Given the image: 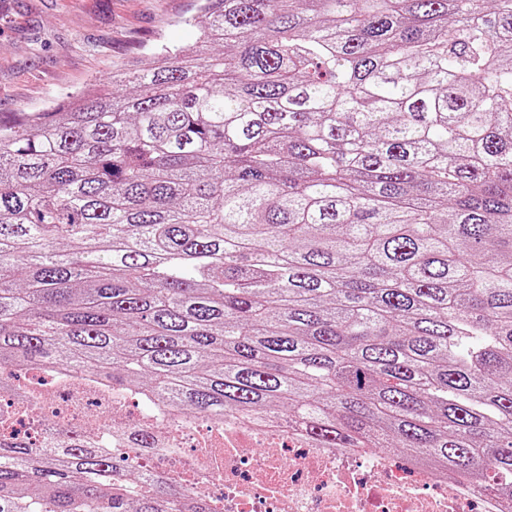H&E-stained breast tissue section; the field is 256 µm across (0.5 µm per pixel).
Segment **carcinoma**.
Listing matches in <instances>:
<instances>
[{"label": "carcinoma", "mask_w": 512, "mask_h": 512, "mask_svg": "<svg viewBox=\"0 0 512 512\" xmlns=\"http://www.w3.org/2000/svg\"><path fill=\"white\" fill-rule=\"evenodd\" d=\"M0 121V391L79 373L512 508V0H201ZM0 435V512H221L170 426Z\"/></svg>", "instance_id": "obj_1"}]
</instances>
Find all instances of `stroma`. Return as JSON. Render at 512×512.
Instances as JSON below:
<instances>
[{
    "label": "stroma",
    "instance_id": "obj_1",
    "mask_svg": "<svg viewBox=\"0 0 512 512\" xmlns=\"http://www.w3.org/2000/svg\"><path fill=\"white\" fill-rule=\"evenodd\" d=\"M198 0H0V117L42 112L108 84L155 45L190 47Z\"/></svg>",
    "mask_w": 512,
    "mask_h": 512
}]
</instances>
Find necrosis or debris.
<instances>
[{"label":"necrosis or debris","mask_w":512,"mask_h":512,"mask_svg":"<svg viewBox=\"0 0 512 512\" xmlns=\"http://www.w3.org/2000/svg\"><path fill=\"white\" fill-rule=\"evenodd\" d=\"M59 426H86L87 405L125 425L143 423L114 391L74 375L51 382ZM197 425L179 426L177 450L155 464L183 473L187 486L219 490L224 512H493L481 491L417 465L344 448H311L285 425H226L199 441Z\"/></svg>","instance_id":"1"}]
</instances>
